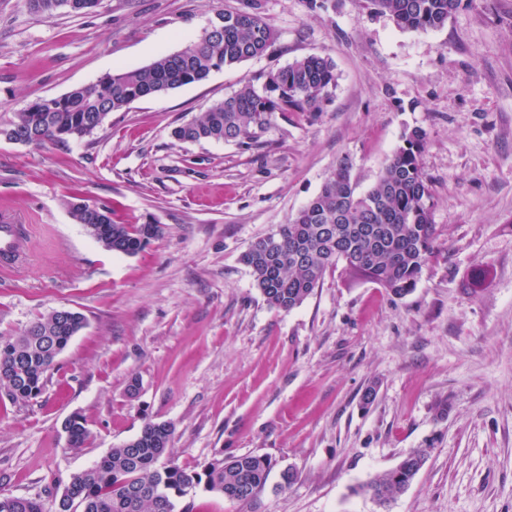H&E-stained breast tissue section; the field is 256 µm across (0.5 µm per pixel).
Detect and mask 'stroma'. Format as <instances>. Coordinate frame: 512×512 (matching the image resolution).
I'll return each instance as SVG.
<instances>
[{
	"instance_id": "35a3bbf8",
	"label": "stroma",
	"mask_w": 512,
	"mask_h": 512,
	"mask_svg": "<svg viewBox=\"0 0 512 512\" xmlns=\"http://www.w3.org/2000/svg\"><path fill=\"white\" fill-rule=\"evenodd\" d=\"M270 52L136 100L79 140L0 139V222L31 224L32 262L0 273V334L66 308L85 327L37 401L0 388V494L53 508L73 474L136 436L174 428L178 464L252 454L274 468L250 509L197 488L176 512H512V0H471L411 31L365 0H259ZM243 0H100L40 20L0 0V121L183 48ZM332 59L318 119L276 118L256 143H180L174 127L296 58ZM426 133L435 241L405 297L329 271L304 303L270 308L241 254L315 196L342 157L370 189L405 131ZM80 198L156 223L144 251L105 250ZM136 394H129L130 383ZM376 398L361 399L368 387ZM90 438L66 447L64 420ZM415 448L428 458L387 506L358 486ZM297 478L280 486V472Z\"/></svg>"
}]
</instances>
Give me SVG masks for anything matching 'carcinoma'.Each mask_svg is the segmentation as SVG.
<instances>
[{
  "mask_svg": "<svg viewBox=\"0 0 512 512\" xmlns=\"http://www.w3.org/2000/svg\"><path fill=\"white\" fill-rule=\"evenodd\" d=\"M35 13L50 18L64 10L84 14L91 0H29ZM371 12L389 17L405 30H439L448 25L461 0H366ZM276 34L258 4L248 0L235 12L220 15L182 49L164 53L148 65L119 69L95 82L52 98L35 100L0 123L11 143L41 147L65 143L92 133L103 115L130 103L185 85L200 83L223 67L265 55ZM332 60L308 54L249 82L234 94L213 103L200 117L173 130L184 143L257 141L276 116L303 112L316 119L337 87ZM426 133L415 128L402 135L403 144L388 158L375 185L357 192L352 166L345 156L310 199L286 224L252 242L241 262L250 270L268 306L290 311L300 306L324 279L344 263L345 270L363 276L393 297L402 298L416 286L432 255L430 181L419 156ZM158 224L98 225L97 237L109 251L134 256L158 238ZM84 324L73 312L67 318L52 310L12 336H0V386L14 400L37 399L58 357ZM173 428L148 421L140 433L111 449L90 468L73 475L55 512H174L175 501L202 485L209 492L244 505L257 503L264 493L272 461L264 456L215 458L202 471L187 470L168 455ZM89 430L80 416L70 422L71 448H80ZM427 449L415 448L391 470L359 486L381 506L401 495L421 470ZM0 512H46L39 498L0 494Z\"/></svg>",
  "mask_w": 512,
  "mask_h": 512,
  "instance_id": "obj_1",
  "label": "carcinoma"
}]
</instances>
